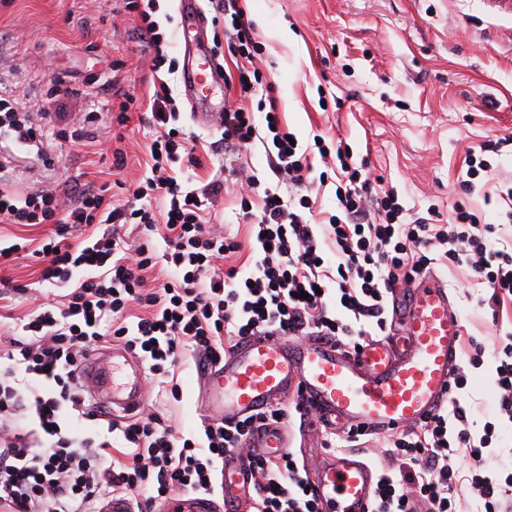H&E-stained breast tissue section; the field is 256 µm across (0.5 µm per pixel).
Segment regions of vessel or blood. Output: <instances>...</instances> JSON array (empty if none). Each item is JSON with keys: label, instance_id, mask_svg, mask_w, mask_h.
Returning a JSON list of instances; mask_svg holds the SVG:
<instances>
[{"label": "vessel or blood", "instance_id": "obj_1", "mask_svg": "<svg viewBox=\"0 0 512 512\" xmlns=\"http://www.w3.org/2000/svg\"><path fill=\"white\" fill-rule=\"evenodd\" d=\"M182 80L199 124L215 125L220 112L200 111L214 81L221 77L213 50L204 40L185 52ZM399 330L349 351L314 336H252L202 374L207 412L215 420L235 421L295 396L313 426L353 425L374 434L423 421L448 396L456 367L462 319L440 280L427 277L397 294ZM123 359L132 375L123 384L111 380V363ZM142 369L122 346L96 353L84 363L81 382L96 402L123 413L143 402ZM250 447L277 456L288 448V434L272 426L255 432ZM313 490L324 512H368L378 479L358 453H319L312 461ZM251 483L246 462L224 459V503L239 500Z\"/></svg>", "mask_w": 512, "mask_h": 512}]
</instances>
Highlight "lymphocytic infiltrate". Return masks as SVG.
I'll return each instance as SVG.
<instances>
[{
  "mask_svg": "<svg viewBox=\"0 0 512 512\" xmlns=\"http://www.w3.org/2000/svg\"><path fill=\"white\" fill-rule=\"evenodd\" d=\"M208 6L213 24L224 27L229 53L244 62L235 82L240 98L258 99L253 112L225 107V149L249 148L267 134L277 176L305 185L313 171L309 156L290 143L276 110L259 99L260 72L246 67L263 52L254 22L239 0H208ZM125 8L148 43L153 71H160L169 55L157 0H125ZM151 120L156 137L145 174L119 205L104 185L75 194L17 191L0 165V224L51 225L52 237L33 255L41 280L66 291L63 302L38 304L20 326L21 339L0 352V512H95L106 488L140 495V508L151 512L157 499L175 490L213 492L217 464L229 453L249 460L253 512H321L292 453L271 458L247 446L255 431L286 422L285 405L203 424L199 436L189 438L175 435L155 414L87 432L78 422L99 418L80 383L87 356L103 339L124 341L148 363L153 387L176 398L180 387L171 371L187 351L212 365L258 334L324 336L359 348L386 331L389 294L437 264L465 266L483 278L491 309L512 304V242L496 239V225L482 223L463 205L451 224L438 223L434 209L407 219L397 190L375 185L348 144L324 142L319 154L335 153L340 166L337 214L312 223L309 195L280 199L269 189L256 210L248 192L240 208L254 221L251 267L219 270L218 261L240 248L204 222L224 185L197 189L173 176L175 164L195 163L197 139L178 127L179 107L166 81L154 86ZM0 139L40 147L32 111L0 97ZM158 196L168 201L160 217L151 205ZM130 224L142 233L139 244L128 240ZM77 226L89 232L75 243ZM156 269L168 279L151 291L147 274ZM494 383L495 418L480 438L472 437L455 396L420 426L393 433L370 512H458L450 492L463 481L483 500L484 512H512V473L489 478L483 454L501 441L503 426L512 425L511 335L497 353ZM30 418L40 437L22 428ZM461 454L474 461L463 473L454 465Z\"/></svg>",
  "mask_w": 512,
  "mask_h": 512,
  "instance_id": "1",
  "label": "lymphocytic infiltrate"
}]
</instances>
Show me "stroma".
I'll return each mask as SVG.
<instances>
[{"label":"stroma","mask_w":512,"mask_h":512,"mask_svg":"<svg viewBox=\"0 0 512 512\" xmlns=\"http://www.w3.org/2000/svg\"><path fill=\"white\" fill-rule=\"evenodd\" d=\"M240 6L266 47L258 66L281 122L302 147L311 148L317 134L344 140L354 161L367 163L383 187L398 191L411 216L435 206L450 224L461 202L483 222L499 223L504 206L495 200L497 184L512 177V0H240ZM284 27L293 40L279 39ZM150 66L123 0H13L0 7V95L22 108L37 101L47 110L41 153L0 146L10 157L14 186L26 192L112 181L111 154L119 148L127 165L117 177L126 190L134 189L153 134L147 123L154 91ZM181 76L177 70L166 81L180 107V125L201 143L198 165L188 172L194 186L246 166L261 186L294 193V186L279 183L263 141L228 152L216 128L193 121ZM127 91L139 106L121 124L112 107ZM90 113L95 122L87 121ZM62 129H81L88 137L68 142L58 135ZM490 141L500 144L490 157L492 181L461 194L457 180L465 174L464 158ZM239 211L231 192L208 216L241 245L226 258L229 266L243 264L250 254V226ZM38 271L30 259L0 267V278L17 287L0 300V339L9 340L16 319L31 312L21 289L36 287ZM436 272L462 317L458 363L468 384L460 400L477 436L494 413V354L512 331V307L493 315L482 304L488 288L467 267L440 266ZM471 337L484 350L476 369L467 364ZM199 372L196 360L183 354L174 369L180 398L145 395L144 411L181 433L196 431L204 416Z\"/></svg>","instance_id":"1"}]
</instances>
